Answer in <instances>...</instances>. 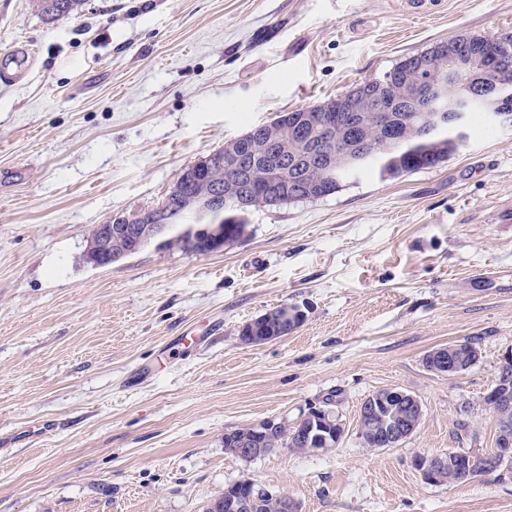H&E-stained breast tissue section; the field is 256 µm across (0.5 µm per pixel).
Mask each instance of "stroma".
<instances>
[{"label": "stroma", "mask_w": 512, "mask_h": 512, "mask_svg": "<svg viewBox=\"0 0 512 512\" xmlns=\"http://www.w3.org/2000/svg\"><path fill=\"white\" fill-rule=\"evenodd\" d=\"M512 34V0H89L47 20L0 0V512H205L252 479L299 512H512V471L426 483L419 455L494 448L483 398L512 350V128L469 117L436 167L369 174L249 210L201 255L150 244L87 263L89 229L156 206L178 174L276 113L374 79L458 36ZM304 322L262 345L243 324ZM469 340L477 363L428 371ZM416 396L396 447L360 407ZM331 404L328 452L252 460L225 431ZM466 342L456 343L452 346H443L435 348L429 351L424 359V366L439 375L443 376H454L462 370V357L455 355L454 353H461L465 355L467 351L470 355L471 363L477 362L479 355L477 353L470 352V348H465ZM476 354V357L474 356Z\"/></svg>", "instance_id": "1"}]
</instances>
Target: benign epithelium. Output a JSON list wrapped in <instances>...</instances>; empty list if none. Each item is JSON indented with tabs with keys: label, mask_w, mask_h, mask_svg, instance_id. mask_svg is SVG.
<instances>
[{
	"label": "benign epithelium",
	"mask_w": 512,
	"mask_h": 512,
	"mask_svg": "<svg viewBox=\"0 0 512 512\" xmlns=\"http://www.w3.org/2000/svg\"><path fill=\"white\" fill-rule=\"evenodd\" d=\"M511 59L512 50L498 39L489 40L479 57L459 48L450 49L444 55L420 56L412 62L410 71L400 79L390 96L378 91L371 92L365 83L341 98L308 107L299 114H280L276 126L260 147L263 153L271 147L280 150L278 166L265 173L254 170V166L241 153L240 142L246 136H239L224 144L220 161H214L209 154L184 169L174 182L170 197L208 215L217 212L215 206L208 204V200L216 194H225L242 206L254 204V200L238 194L239 185L243 183L249 188L258 177L278 175L288 162L299 160L298 156L288 151V142L284 140L288 134L299 137L300 143L308 145L304 157H322L318 181L328 187L334 180L336 167L353 165L359 160V148L370 144L382 128L391 103L408 101L418 95L421 87L426 96V104L421 111L429 113V125L421 128L425 134L448 125L455 129L458 137H465L467 112L475 104L494 109L497 123L512 127V112L500 108L501 102L512 97V82L503 77V70ZM194 182L211 186V191L204 196L189 194L186 187ZM171 229L166 208L161 204L126 219L109 220L98 225L96 233L88 236L87 258L95 266H108L168 236ZM221 234L217 226L196 224L187 226L181 232V237L194 243L206 239L211 246L220 250L224 247ZM465 351L467 348L463 342L435 348L425 355L423 363L436 374L454 376L462 370L461 354ZM500 370L501 380L497 387L490 390V394L497 402L494 415L499 425L493 459L503 462L512 459V435L507 434L512 428V350L503 354ZM394 396L410 409V415L380 426L386 447L398 446L408 439L418 428L422 416V405L415 396L399 390L394 392ZM304 417L316 422L317 427L338 442L344 436V426L327 408L314 406ZM472 455V451L420 455L414 459V465L426 482L437 484L439 472L448 465L459 471L470 472ZM236 489L242 490L237 509L255 512L265 488L249 479L237 484Z\"/></svg>",
	"instance_id": "7a95c632"
}]
</instances>
